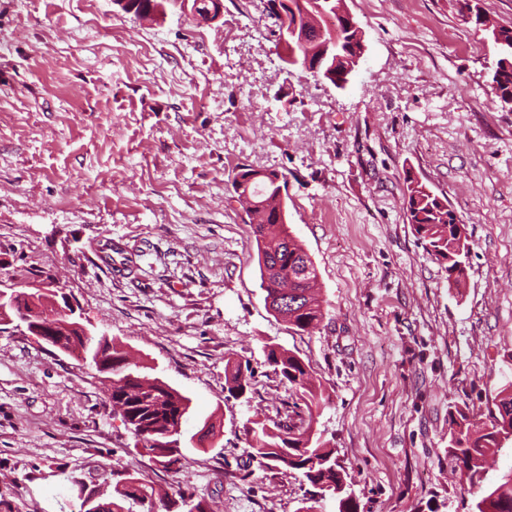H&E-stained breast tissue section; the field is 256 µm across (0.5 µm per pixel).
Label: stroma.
Segmentation results:
<instances>
[{"label": "stroma", "instance_id": "35a3bbf8", "mask_svg": "<svg viewBox=\"0 0 512 512\" xmlns=\"http://www.w3.org/2000/svg\"><path fill=\"white\" fill-rule=\"evenodd\" d=\"M200 24L170 6L143 21L113 0H0V278L78 305L191 400L170 473L134 447L79 356L0 329V512H61L70 477L109 470L183 487L213 512H336L300 473L251 465L244 425L289 389L271 341L329 400L317 429L358 512H469L479 488L448 458V413L485 421L512 372V112L457 0H345L365 53L346 88L287 71L263 0H223ZM285 173L288 225L314 261L323 321L297 332L265 304L239 164ZM413 173L467 226L466 280L419 243ZM140 250L102 264L105 241ZM249 398H226L227 358ZM246 372V373H245ZM245 375L244 381L242 376ZM225 386L224 391L228 393L226 397L239 398L245 396L251 391V380L254 378V370L250 361L228 358L224 368Z\"/></svg>", "mask_w": 512, "mask_h": 512}]
</instances>
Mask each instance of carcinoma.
I'll return each mask as SVG.
<instances>
[{"mask_svg": "<svg viewBox=\"0 0 512 512\" xmlns=\"http://www.w3.org/2000/svg\"><path fill=\"white\" fill-rule=\"evenodd\" d=\"M471 22L483 33L482 40L492 53L491 91L502 107L512 110V26L505 27L490 19L480 0H475ZM351 38L352 35H345L349 46L346 53L328 52L326 67L310 73L314 81L328 82L337 88L348 82L356 53L363 52L362 45H353ZM255 173L256 169L248 164L238 166L230 186L237 196L248 193L255 202L254 208L246 210V216L257 246L261 288L267 299L283 291L298 293L301 301L296 307L287 304L272 312L283 316L297 330L310 332L323 319L315 294L318 273L303 245L288 231L287 201L280 193L287 180H278L279 173L275 171L251 178ZM405 182L408 223L426 251L435 260L448 263V282L459 285L470 247L468 239L462 238L460 227L454 224L453 210L448 208L446 198L412 175H406ZM88 347L102 354L103 360L112 362V369L104 372L112 411L124 408L121 417L132 434L149 444V452L166 471L178 472L185 459L183 448L167 447L166 433L185 418L191 399L161 378L150 376L147 365L130 362L119 346L106 337H91ZM263 351L266 363L291 387L285 407L288 424L280 425L278 433L271 435L266 433L264 422L251 421L246 428L250 456L261 466L296 470L309 486L308 493L332 497L347 481L348 474L330 441L314 430L325 404V390L313 385L309 367L294 352L274 343L265 344ZM224 378L228 396L237 399L246 395L254 378L250 361L227 359ZM494 406L496 414L489 415L480 425L472 422L467 407H457L448 414V457L455 462L461 477L472 485L481 486L486 457L499 453L504 443L512 440V380H505L497 389ZM131 501L139 504L142 512H209L205 501L189 489L179 488L175 498H166L156 492L153 484L135 477L116 481L111 498L98 502L99 512H131L126 507ZM473 512H512V468L482 486Z\"/></svg>", "mask_w": 512, "mask_h": 512, "instance_id": "obj_1", "label": "carcinoma"}]
</instances>
